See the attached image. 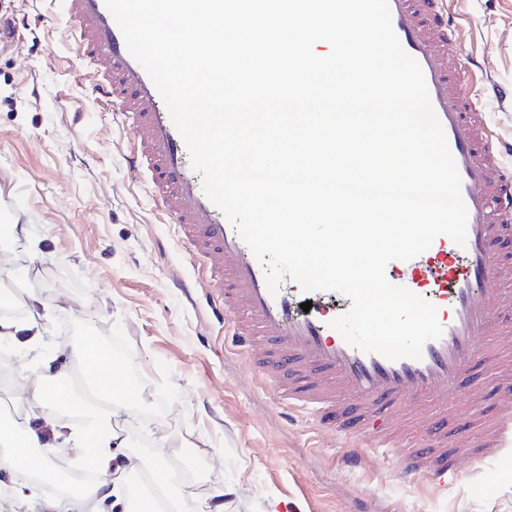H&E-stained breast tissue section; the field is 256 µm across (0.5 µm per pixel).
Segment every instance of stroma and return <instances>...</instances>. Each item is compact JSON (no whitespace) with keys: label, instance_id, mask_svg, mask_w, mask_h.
I'll list each match as a JSON object with an SVG mask.
<instances>
[{"label":"stroma","instance_id":"obj_1","mask_svg":"<svg viewBox=\"0 0 512 512\" xmlns=\"http://www.w3.org/2000/svg\"><path fill=\"white\" fill-rule=\"evenodd\" d=\"M465 35L461 55L483 60L512 89V0H454ZM26 16L0 41V220L24 224L28 240L0 238L10 274L27 279L5 295L37 294L53 315L42 348L12 342L19 367L0 387L14 417L40 413L31 388L41 351H64L72 325L114 344L139 382L144 406L117 405L121 456L152 471L179 459L199 501L223 492L224 512H512V453L483 474L460 459L459 480L435 489L407 477L397 457L367 452L343 468L340 441L302 413L289 414L233 347L229 322L174 288L197 265L157 208L148 175L125 163L132 147L110 111H88L87 64L72 50L63 0H0V18Z\"/></svg>","mask_w":512,"mask_h":512}]
</instances>
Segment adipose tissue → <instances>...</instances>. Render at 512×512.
<instances>
[{
    "label": "adipose tissue",
    "instance_id": "obj_1",
    "mask_svg": "<svg viewBox=\"0 0 512 512\" xmlns=\"http://www.w3.org/2000/svg\"><path fill=\"white\" fill-rule=\"evenodd\" d=\"M76 360L93 364L99 384L112 387L113 397L125 398L129 403H141L140 394H124L113 388L118 373L112 355L100 351L91 340H83L73 347ZM80 410L78 420L62 419L44 422L40 419L18 421L10 415L0 417V444L6 454L0 457V466L11 473H18L16 455H25L31 471L44 475L54 469L52 452L57 448L73 451L74 463L93 470L95 481L74 492L70 497L74 512H81L85 503L97 502L103 512H114L119 506L132 508L133 512H158L162 504H169L170 512H184V500L188 495L184 482L172 479L168 467H159L153 474L154 487L143 495H134L127 483L128 477L137 470L132 459L116 461L115 448L121 447L123 430L113 421L110 405H98Z\"/></svg>",
    "mask_w": 512,
    "mask_h": 512
}]
</instances>
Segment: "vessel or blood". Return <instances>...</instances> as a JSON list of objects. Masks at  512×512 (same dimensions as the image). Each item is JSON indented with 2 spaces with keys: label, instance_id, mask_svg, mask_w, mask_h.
<instances>
[{
  "label": "vessel or blood",
  "instance_id": "vessel-or-blood-1",
  "mask_svg": "<svg viewBox=\"0 0 512 512\" xmlns=\"http://www.w3.org/2000/svg\"><path fill=\"white\" fill-rule=\"evenodd\" d=\"M74 52L92 65L86 105L112 109L133 139L126 157L149 173L156 205L203 267L200 284L214 317L232 331L257 380L289 410L313 415L334 431L342 459L359 467L365 449L400 455L406 475L445 488L459 459L480 469L512 446V169H504L485 113L457 88L471 67L458 53L465 28L449 0H388L402 48L421 66L430 101L461 179L467 208L465 245L437 236L408 260L388 263L392 284L437 308L443 327L418 359H388L349 345L331 322L345 311L336 292H270L265 267L203 178L144 68L130 54L104 0H64ZM311 301L310 310L299 305ZM487 349H480V342ZM496 380V407L477 399L479 377Z\"/></svg>",
  "mask_w": 512,
  "mask_h": 512
}]
</instances>
